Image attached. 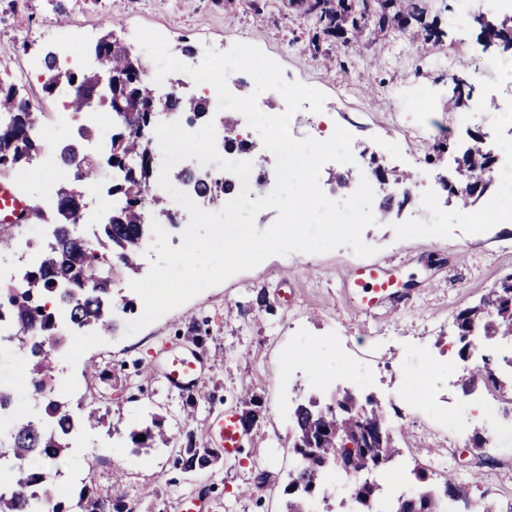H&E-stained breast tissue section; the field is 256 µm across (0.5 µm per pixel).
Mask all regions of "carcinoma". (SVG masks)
<instances>
[{"label":"carcinoma","mask_w":512,"mask_h":512,"mask_svg":"<svg viewBox=\"0 0 512 512\" xmlns=\"http://www.w3.org/2000/svg\"><path fill=\"white\" fill-rule=\"evenodd\" d=\"M427 0H291L300 12L315 20L321 31L354 45L360 41L362 31L353 14L367 16L373 31L385 34L396 26L414 27L413 37L424 47H435L440 35L434 24L426 21ZM480 37L485 46L512 49V18L500 22L485 20L480 24ZM103 56L108 73V88L99 95L100 75L96 70L74 71L56 64L55 56L47 53L49 70L44 91L52 93L53 87L74 90L69 105L80 111L94 97L108 112H125L132 116L130 129L112 135V151L103 159L83 156L82 165L75 171L76 178L89 182L99 180L106 166L121 170L130 168L122 191L108 188L111 195L123 198V204L112 209L108 220L101 225V238L94 246L83 238L67 233L57 238L55 246L47 249L35 267L27 271L20 294L0 291V308L19 329L30 332L22 342L34 364L32 374L34 391L44 399L43 417L16 420L11 432L0 439V461L11 464L18 472L14 484L0 488V512H39L42 503L54 502V512H64L62 502L54 501L53 487L45 468L31 465L34 458L40 462L60 464V458L70 448L74 423L67 404L47 394L45 378L54 369L51 356L63 345L55 327V310L68 312L69 321L81 326H94L102 335L111 333L115 323L112 318L111 274L112 267L104 264L97 248L110 252L111 261L134 271L137 258L149 231L142 215L150 206L161 221L169 218L164 198L148 197L149 181L153 173L155 151L153 140L146 134L150 125L149 115L159 106L152 87L143 77L138 58L128 46L111 34L104 35L96 45ZM165 106L171 111L189 114L194 123L205 119L209 102L204 98L186 103L170 95ZM0 176L9 177L30 164L42 150V144L33 136V118L26 103L13 83L0 81ZM464 188L457 196L467 200L474 195L470 185L492 171L490 160L482 148L474 145L463 154ZM173 180L193 185L195 192L206 194L217 204L224 194L232 190V182L222 183L221 190L210 189L207 182L191 171H176ZM83 207L81 195L61 182L55 190V224L68 225ZM483 330L488 340L512 343V275L502 279L478 304L460 311L455 319V333L461 348L459 354H470L471 332ZM494 389H512V378H500L484 366H474L461 378L466 392L478 385ZM368 409L361 414L335 412L332 407L317 408L315 402L297 405L293 411V428L289 447L296 458V467L284 489L282 512H309L310 501L320 485L322 474L336 468L339 456L349 458L351 473L358 476L354 484V500L364 506L382 494L381 486L371 474L389 465L400 449L391 436L387 414L377 400H367ZM383 424L382 439L373 444L365 443L364 432ZM353 447H347V444ZM201 447L188 445L180 450L178 461L185 472H202L210 468L219 454L199 439ZM416 478L423 483L420 493L413 496L416 503L398 497L391 512H443L445 501L456 503L458 512H470L469 491L456 478L448 474L442 486L426 483L427 473L420 469ZM88 512H134L121 484L115 483L104 494L89 492L86 497Z\"/></svg>","instance_id":"carcinoma-1"}]
</instances>
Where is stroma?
<instances>
[{
    "label": "stroma",
    "instance_id": "obj_1",
    "mask_svg": "<svg viewBox=\"0 0 512 512\" xmlns=\"http://www.w3.org/2000/svg\"><path fill=\"white\" fill-rule=\"evenodd\" d=\"M457 4L431 0L429 16L443 33L433 50L417 48L409 31L377 36L367 28L348 73L330 75L323 56L344 54L341 40L317 38L314 20L288 0H266L259 13L249 0H0V79L21 83L49 111L61 105L42 90L46 71L29 78L24 72L30 57L58 39L73 38L85 53L110 32L138 55L137 27L163 28L171 54L190 66L204 41L228 48L249 43L277 57L287 80L326 95L324 114L292 120L295 138L325 118L352 133L354 156L413 175L410 187L390 188L402 210L383 212L381 197H374L372 211L379 219L363 232L377 249L376 260L387 263L401 285L395 301L361 310L349 277L365 260L350 247L294 252L268 257L128 337L126 323L143 309L129 287L149 271L143 255L136 271H117L113 335L61 320L70 350L55 354L54 394L72 414L91 404L103 416L96 428L76 431L66 466L51 477L70 512L86 508L79 499L80 478L89 472L101 493L123 481L139 512H178L183 500L200 492L205 512H280L293 467L288 435L294 408L311 399L328 406L347 390L383 404L400 449L395 465L375 475L383 488L380 505L414 493L415 468L434 461L455 472L473 504L489 500L503 508L512 502V442H488L492 428L512 426V415L478 411L487 389L466 393L460 385L462 375L487 356L502 373L512 372V346L487 341L464 359L454 336L457 314L512 274V223L486 216L490 205L512 215V183L493 177L464 208L444 188L448 180L462 183L455 158L474 136L482 137L496 164L512 160V63L493 47L472 55L479 28L471 21L451 24ZM63 16L70 27L59 25ZM186 45L191 54L183 53ZM458 77L472 88L462 107L453 98ZM485 100L492 103L486 110L480 107ZM442 139L448 152L429 156L430 142ZM193 352L204 357L195 390L169 388L167 365ZM308 354L318 359L319 373L308 371ZM91 359L100 376L86 374ZM247 389L258 399L259 416L238 458L219 459L195 478L173 467L189 433L204 432L224 412H241L239 397ZM189 408L194 419L187 425ZM460 414L462 431H450L449 418ZM154 422L167 431L168 442L135 447L129 432ZM256 439L263 448L258 455L252 451ZM260 471L269 474V485L261 495L244 494ZM147 486L157 489V498L144 497Z\"/></svg>",
    "mask_w": 512,
    "mask_h": 512
}]
</instances>
